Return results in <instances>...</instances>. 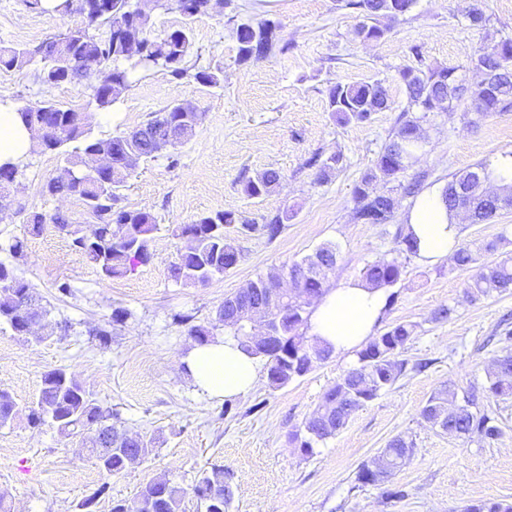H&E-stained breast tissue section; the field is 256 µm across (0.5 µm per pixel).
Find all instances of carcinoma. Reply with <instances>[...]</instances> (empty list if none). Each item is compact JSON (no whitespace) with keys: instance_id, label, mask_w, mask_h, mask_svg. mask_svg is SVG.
Instances as JSON below:
<instances>
[{"instance_id":"carcinoma-1","label":"carcinoma","mask_w":512,"mask_h":512,"mask_svg":"<svg viewBox=\"0 0 512 512\" xmlns=\"http://www.w3.org/2000/svg\"><path fill=\"white\" fill-rule=\"evenodd\" d=\"M414 0H396L393 12L390 0H346L345 7L356 10L362 21L356 33L365 41H379L387 28L379 19L397 20L412 7ZM224 7V0H58L54 11L77 12L84 26L49 38L39 46L0 48V71L22 68L32 57L44 61L41 80L49 86L77 79L74 65L84 63L96 69L92 104L100 111L109 110L121 92L129 87L131 71L157 68L176 80H193L203 86H217L220 75L209 71L191 72L185 58L192 47L191 23ZM175 10L185 25L162 39L150 35L152 16L159 11ZM104 32L97 33V30ZM273 23L255 26L243 23L236 28L239 61L245 63L265 56L271 48ZM477 66L484 73L487 88L471 89L457 75L454 67L422 68L407 66L400 70L406 93L399 126L379 153L374 167L355 186L353 218L362 224H388L394 212V199L373 194L368 186L375 180L396 178L412 165L424 140L418 118L410 112H432L465 97L471 111L479 117L512 109V39H504L481 50ZM329 110L341 123H365L372 114L390 108L388 93L380 81L359 84L337 83L328 93ZM21 119L39 133L38 146L60 154L67 164V176L52 178L43 186L50 196L76 197L83 201L96 219L94 229L85 233L61 215L52 217L54 229L71 239L106 279L122 277L149 263L153 257L155 217L146 211L119 206V188L137 164L177 146L201 124L202 113L177 103L153 113L146 124L131 132L108 138L91 136L88 115L52 101L18 110ZM112 155V165L97 176L85 169L87 159ZM493 170L487 161L452 175L444 190L448 211L465 213L472 223L489 221L498 210L512 206V189L507 187L494 198H485L483 185L471 180L478 175L486 182ZM19 166H0V207L10 205V185L17 181ZM280 179L278 172L266 170L248 179L245 192L252 197L268 193ZM288 214L277 215L264 224L238 221L232 212L219 211L203 216L192 224H181L179 235L191 246L177 254L170 266L171 276L191 284L205 285L222 276L242 258L227 235L235 229L241 235L259 233L275 239L284 228ZM339 251L333 244L319 247L314 255L293 261L250 282L235 294L224 298L216 318L193 323L191 315L179 316L187 326V335L202 345L215 339L224 327L236 337L245 351L264 359L268 387L280 389L305 376L316 361L331 357L330 350L308 336V319L313 303L323 296L328 275L337 265ZM459 269H472L475 275L466 288L472 300L490 297L512 288V264L505 259L488 265L481 252L465 244L453 256ZM362 278L376 286L393 287L402 275V267L380 257L361 270ZM290 287L283 288V281ZM0 324H7L14 335L25 341L39 342L31 335V326L41 321L47 311L37 302L32 285L18 277L14 269L0 262ZM416 325L398 323L371 338L357 351V363L322 397L303 429L289 435L303 455L313 453V444L336 435L350 417L391 388L404 374L406 362L400 354L412 337ZM512 392V354L492 361L479 403L477 392L464 397V404L448 407L455 391L445 387L434 392L422 408V417L440 429L479 441L501 435L491 399ZM16 403L0 390V428L15 417ZM112 408L102 406L86 387L66 369L58 367L43 373L36 397L29 403L27 419L34 426L46 423L66 437L96 428L90 452L97 468L106 477L118 476L129 466L142 463L153 454L152 439L130 436L110 424ZM414 443L402 436L390 440L373 467L362 466L358 478L365 484L381 485L400 470L413 453ZM204 512H228L233 498L231 474L222 465H212L192 488ZM185 490L165 478H156L141 487L130 501L118 500L112 512H183ZM465 512H512V503L483 502L465 508Z\"/></svg>"}]
</instances>
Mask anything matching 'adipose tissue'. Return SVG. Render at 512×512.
<instances>
[{
    "label": "adipose tissue",
    "mask_w": 512,
    "mask_h": 512,
    "mask_svg": "<svg viewBox=\"0 0 512 512\" xmlns=\"http://www.w3.org/2000/svg\"><path fill=\"white\" fill-rule=\"evenodd\" d=\"M32 133L15 108L0 103V165L18 164L29 153ZM402 221L415 240L416 256L426 264L452 258L460 245L459 217L449 213L444 187L423 189ZM389 291L360 278H348L329 289L309 318V334L340 357L373 336L383 320ZM193 386L211 398H236L249 393L263 375V362L244 351L231 335L193 345L182 358Z\"/></svg>",
    "instance_id": "1"
}]
</instances>
